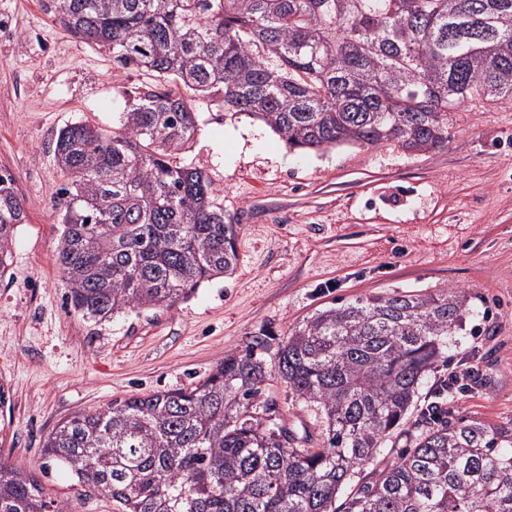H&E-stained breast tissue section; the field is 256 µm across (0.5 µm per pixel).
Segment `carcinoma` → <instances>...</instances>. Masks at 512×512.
<instances>
[{"label":"carcinoma","mask_w":512,"mask_h":512,"mask_svg":"<svg viewBox=\"0 0 512 512\" xmlns=\"http://www.w3.org/2000/svg\"><path fill=\"white\" fill-rule=\"evenodd\" d=\"M41 3L116 68L152 79L125 91L119 127L75 122L55 142L67 176L56 262L69 305L100 322L171 307L236 269L239 225L224 198L201 170L173 162L196 120L171 83L253 116L294 150H439L448 112L478 98L512 102V0ZM26 218L0 174V274ZM467 313L457 288L394 292L330 306L290 330L278 373L320 411L317 448L273 419L258 341L224 353L193 388L65 419L43 452L112 512H512V422L456 419L450 391L402 429ZM0 512L70 507L0 461Z\"/></svg>","instance_id":"1"}]
</instances>
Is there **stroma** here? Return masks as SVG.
I'll list each match as a JSON object with an SVG mask.
<instances>
[{
  "label": "stroma",
  "instance_id": "35a3bbf8",
  "mask_svg": "<svg viewBox=\"0 0 512 512\" xmlns=\"http://www.w3.org/2000/svg\"><path fill=\"white\" fill-rule=\"evenodd\" d=\"M0 17L13 29L0 37V173L28 215L0 275V458L35 473L47 498L72 512H112L110 500L83 495L69 468L44 457L62 419L195 386L258 336L274 361L292 328L358 297L464 291L465 320L417 405L467 366L484 385L456 393V415L512 420V102L460 107L448 117L447 147L411 153L293 151L261 121L198 101L196 133L177 160L209 175L240 224L236 273L174 306L96 322L67 305L55 264L66 178L53 145L76 121L118 126L124 93L143 75L71 37L40 0H0ZM265 395L277 418L319 446L316 408L275 373Z\"/></svg>",
  "mask_w": 512,
  "mask_h": 512
}]
</instances>
